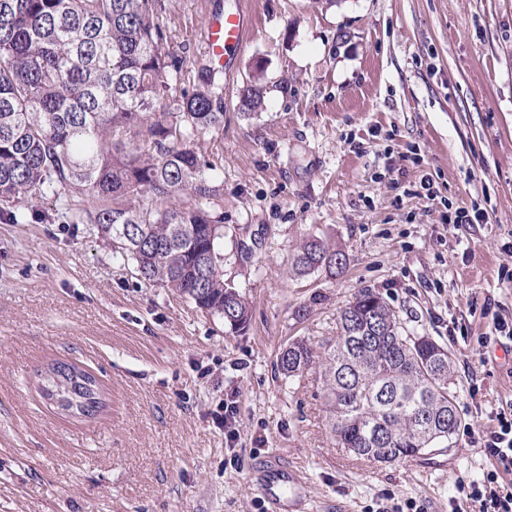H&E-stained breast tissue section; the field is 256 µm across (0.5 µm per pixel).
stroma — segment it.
I'll list each match as a JSON object with an SVG mask.
<instances>
[{
	"label": "stroma",
	"instance_id": "obj_1",
	"mask_svg": "<svg viewBox=\"0 0 512 512\" xmlns=\"http://www.w3.org/2000/svg\"><path fill=\"white\" fill-rule=\"evenodd\" d=\"M163 3L185 85L208 60L213 16L242 15L244 45L215 73L223 136L192 145L224 184V275L251 323L229 332L143 283L53 201L45 219L0 223V512H272L255 487L269 456L304 480L308 512H362L385 495L450 512L458 482L490 469L479 437L512 400V363L480 361L478 344L484 299L512 319L499 278L512 269V0ZM256 74L264 106L246 116L239 97ZM425 178L436 197L420 195ZM476 202L488 223H445L446 204ZM322 230L345 272L293 274L296 247ZM362 288L452 351L462 428L450 451L358 459L336 447L313 379L278 370L289 341L335 336ZM53 360L97 378L96 418L46 406L38 380ZM230 395L232 442L213 421Z\"/></svg>",
	"mask_w": 512,
	"mask_h": 512
}]
</instances>
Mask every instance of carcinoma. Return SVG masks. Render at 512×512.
Returning a JSON list of instances; mask_svg holds the SVG:
<instances>
[{"label": "carcinoma", "instance_id": "1", "mask_svg": "<svg viewBox=\"0 0 512 512\" xmlns=\"http://www.w3.org/2000/svg\"><path fill=\"white\" fill-rule=\"evenodd\" d=\"M161 11L162 0H0V220L23 224L52 198L141 279L239 332L251 312L224 279V185L189 146L223 133V88L207 64L192 86L170 83L186 58L166 49ZM258 81L239 100L249 114L264 105ZM346 265L345 251L316 234L291 260L295 274L329 279ZM277 365L288 378L318 366L330 431L359 458L416 459L458 430L452 352L411 333L370 289L340 312L323 353L297 339ZM64 376L42 396L54 404L71 394L79 415L96 380L76 366Z\"/></svg>", "mask_w": 512, "mask_h": 512}]
</instances>
